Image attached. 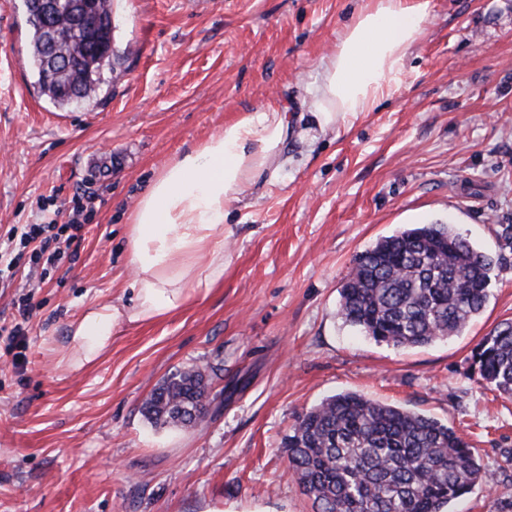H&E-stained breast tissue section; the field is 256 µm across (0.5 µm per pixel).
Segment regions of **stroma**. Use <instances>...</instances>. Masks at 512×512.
I'll return each mask as SVG.
<instances>
[{
	"instance_id": "stroma-1",
	"label": "stroma",
	"mask_w": 512,
	"mask_h": 512,
	"mask_svg": "<svg viewBox=\"0 0 512 512\" xmlns=\"http://www.w3.org/2000/svg\"><path fill=\"white\" fill-rule=\"evenodd\" d=\"M362 0H114L113 68L66 108L28 62L23 0H0V237L85 218L0 338V512H314L283 447L323 398L356 392L457 429L493 474L450 512H512V400L471 352L512 322V0H431L403 84L336 129L308 90ZM276 104L287 164L234 203L224 280L125 325L82 369L68 332L95 302L131 305L126 217L177 153ZM452 224L493 260L483 312L431 345L376 343L336 315L357 255L417 224ZM215 365L203 424L152 427L162 378ZM30 310V297L24 298L17 305L18 317H14V323L11 324L10 327L0 326V335L7 333L6 336L11 342L16 341L19 336H22V332L25 329V324L29 318Z\"/></svg>"
}]
</instances>
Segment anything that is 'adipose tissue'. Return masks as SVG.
Returning <instances> with one entry per match:
<instances>
[{"instance_id":"ef3b65f1","label":"adipose tissue","mask_w":512,"mask_h":512,"mask_svg":"<svg viewBox=\"0 0 512 512\" xmlns=\"http://www.w3.org/2000/svg\"><path fill=\"white\" fill-rule=\"evenodd\" d=\"M428 14L429 0H365L319 67L311 89L319 126L372 111L402 84ZM287 136L281 110L248 112L176 154L150 181L127 217L134 304L96 302L70 324L78 366L98 359L120 326L168 317L223 281L218 229L257 180L278 177Z\"/></svg>"}]
</instances>
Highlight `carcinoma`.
<instances>
[{
	"mask_svg": "<svg viewBox=\"0 0 512 512\" xmlns=\"http://www.w3.org/2000/svg\"><path fill=\"white\" fill-rule=\"evenodd\" d=\"M78 0H58L64 51L90 57L67 69L49 65L42 21L28 13L30 62L41 92L60 107L92 100L112 60V0H99L107 23L90 32L75 22ZM492 260L450 224H421L379 239L358 256L340 288L342 322L378 343L424 346L460 334L488 299ZM479 378L512 398V322L492 329L472 353ZM204 364L163 378L142 412L156 428L205 420L211 395ZM288 473L316 512H445L491 475L477 449L437 419L347 392L306 411L284 440Z\"/></svg>",
	"mask_w": 512,
	"mask_h": 512,
	"instance_id": "carcinoma-1",
	"label": "carcinoma"
}]
</instances>
